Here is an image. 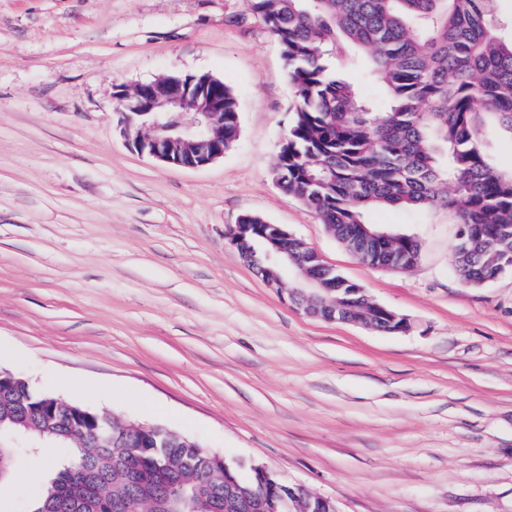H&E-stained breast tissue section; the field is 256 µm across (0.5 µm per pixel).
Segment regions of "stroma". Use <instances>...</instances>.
<instances>
[{
    "mask_svg": "<svg viewBox=\"0 0 512 512\" xmlns=\"http://www.w3.org/2000/svg\"><path fill=\"white\" fill-rule=\"evenodd\" d=\"M209 73L239 136L202 168L129 145L116 86ZM295 101L248 0H0V370L35 391L156 424L250 478L261 466L339 512H512V273L455 271L442 210H378L415 235L401 272L353 256L273 181ZM483 141L512 175V134ZM251 213L282 225L405 318L407 331L305 315L240 258ZM20 454L0 512L46 466Z\"/></svg>",
    "mask_w": 512,
    "mask_h": 512,
    "instance_id": "obj_1",
    "label": "stroma"
}]
</instances>
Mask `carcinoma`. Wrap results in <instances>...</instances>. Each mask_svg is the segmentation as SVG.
Returning <instances> with one entry per match:
<instances>
[{"label": "carcinoma", "instance_id": "obj_1", "mask_svg": "<svg viewBox=\"0 0 512 512\" xmlns=\"http://www.w3.org/2000/svg\"><path fill=\"white\" fill-rule=\"evenodd\" d=\"M276 39L296 102L275 175L280 189L333 224L336 237L361 227L387 234L389 257L419 240L368 221L373 210L443 209L458 224L454 250L462 279L482 285L512 257V176L491 165L483 117L512 133V19L498 0H249ZM352 46L386 92L378 103L336 69ZM238 138V102L224 86V147ZM41 395L25 383L0 393V433L30 434L60 446L30 512H288L274 473L237 470L187 437L153 442L132 426L99 447L91 431L112 427L102 411L90 429L66 409L47 423L32 414ZM20 448H0V481Z\"/></svg>", "mask_w": 512, "mask_h": 512}]
</instances>
